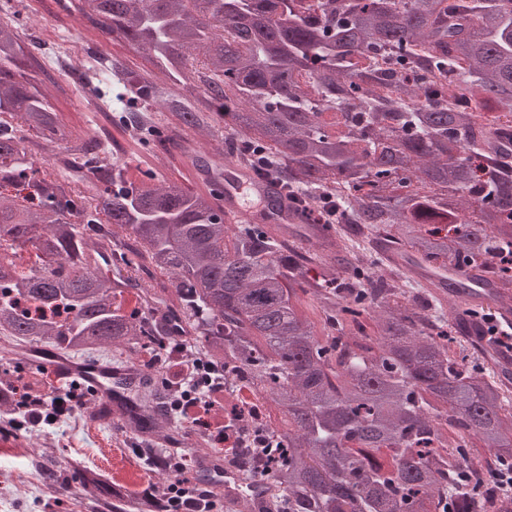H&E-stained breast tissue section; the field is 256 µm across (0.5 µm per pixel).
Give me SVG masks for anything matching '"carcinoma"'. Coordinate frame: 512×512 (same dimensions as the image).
I'll use <instances>...</instances> for the list:
<instances>
[{
    "instance_id": "1",
    "label": "carcinoma",
    "mask_w": 512,
    "mask_h": 512,
    "mask_svg": "<svg viewBox=\"0 0 512 512\" xmlns=\"http://www.w3.org/2000/svg\"><path fill=\"white\" fill-rule=\"evenodd\" d=\"M61 8L150 67L112 54L75 72L83 109L112 111L84 128L38 88L44 40L0 22V113L18 122L0 128V240L46 259L19 276L0 256V331L59 355L135 358L185 324L214 364L266 390L280 442L265 473L288 488V512H486L460 476L512 461V374L479 333L462 344L459 327L486 308L512 315V166L469 103L512 114V0ZM380 53L400 67L376 73ZM434 71L455 74L464 104L440 102ZM380 81L396 97L375 96ZM186 156L191 186L168 176ZM228 162L265 185L262 216L226 221L213 185ZM334 185L347 243L300 206ZM452 262L490 292L440 277ZM129 296L153 305L125 312ZM139 375L126 428L177 440L153 371ZM73 471L96 503L108 473ZM162 508L153 489L112 504Z\"/></svg>"
}]
</instances>
